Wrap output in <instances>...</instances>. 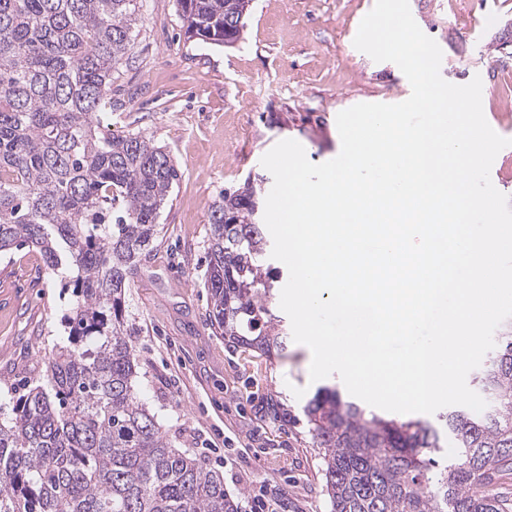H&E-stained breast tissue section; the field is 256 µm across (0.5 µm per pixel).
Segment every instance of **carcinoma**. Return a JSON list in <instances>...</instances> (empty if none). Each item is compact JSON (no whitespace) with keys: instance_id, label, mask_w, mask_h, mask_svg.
Masks as SVG:
<instances>
[{"instance_id":"carcinoma-1","label":"carcinoma","mask_w":512,"mask_h":512,"mask_svg":"<svg viewBox=\"0 0 512 512\" xmlns=\"http://www.w3.org/2000/svg\"><path fill=\"white\" fill-rule=\"evenodd\" d=\"M185 34L241 38L233 0H176ZM136 0H0V252L25 242L74 274V339L0 421V512H239L224 477L176 447L137 396L125 288L159 233L180 173L162 147L115 136L112 77L133 46ZM261 187L224 191L210 215L209 322L234 348L286 350L258 221ZM474 382L492 415L389 418L322 386L304 406L331 512H512V327Z\"/></svg>"}]
</instances>
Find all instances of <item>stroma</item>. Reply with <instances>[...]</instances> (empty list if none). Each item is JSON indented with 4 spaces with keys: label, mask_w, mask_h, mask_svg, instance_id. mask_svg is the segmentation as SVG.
<instances>
[{
    "label": "stroma",
    "mask_w": 512,
    "mask_h": 512,
    "mask_svg": "<svg viewBox=\"0 0 512 512\" xmlns=\"http://www.w3.org/2000/svg\"><path fill=\"white\" fill-rule=\"evenodd\" d=\"M375 0H253L242 38L216 46L187 38L175 0H138L141 20L112 84L113 133H139L167 149L181 178L126 291L135 390L176 445L223 473L248 512L253 489L285 491L288 512H330L321 458L304 406L316 392L310 349L288 342L269 360L232 349L209 326L204 286L210 214L224 190L264 174L277 142L301 143L313 163L341 150L337 114L359 103L405 101L399 67L373 61L353 40ZM443 52L440 74L482 80L485 118L512 141V45L491 41L512 22V0H409ZM72 291L38 250L0 254V419L24 383L44 381L67 344ZM283 406L269 407L270 399Z\"/></svg>",
    "instance_id": "obj_1"
}]
</instances>
